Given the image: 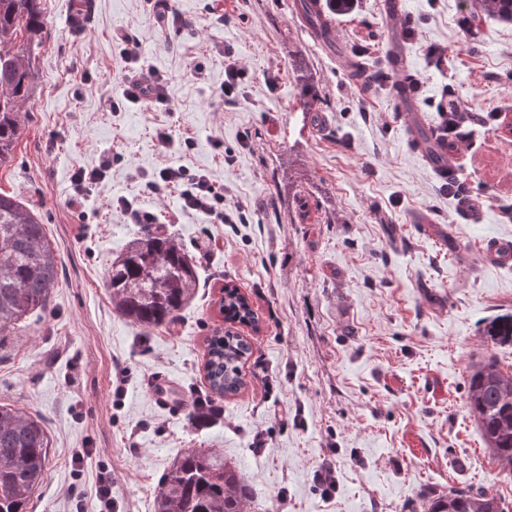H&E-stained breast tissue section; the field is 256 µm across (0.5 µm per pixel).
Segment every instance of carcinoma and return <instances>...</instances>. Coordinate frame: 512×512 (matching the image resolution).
I'll return each mask as SVG.
<instances>
[{"label":"carcinoma","instance_id":"carcinoma-1","mask_svg":"<svg viewBox=\"0 0 512 512\" xmlns=\"http://www.w3.org/2000/svg\"><path fill=\"white\" fill-rule=\"evenodd\" d=\"M469 15L512 22V0H466ZM47 21L42 0H0V164L9 160L22 134L21 114L37 78L35 61ZM58 276L57 252L45 227L15 197L0 193V347L31 316L47 310ZM196 266L176 241L149 234L133 241L113 262L106 287L112 307L144 328L175 324L194 296ZM224 320L254 322L237 288L224 285ZM496 345H512V315L492 320L483 332ZM250 348L230 330L209 340L206 371L218 398L244 387L241 365ZM467 409L486 447L512 472V373L485 360L469 378ZM51 441L42 422L0 405V512H26L49 463ZM251 492L243 476L209 448H189L159 482L155 512H246ZM427 512H505L493 494L451 489Z\"/></svg>","mask_w":512,"mask_h":512}]
</instances>
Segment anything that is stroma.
<instances>
[{"label":"stroma","mask_w":512,"mask_h":512,"mask_svg":"<svg viewBox=\"0 0 512 512\" xmlns=\"http://www.w3.org/2000/svg\"><path fill=\"white\" fill-rule=\"evenodd\" d=\"M209 2L174 0L185 23L174 33L144 0H42L36 86L0 165V192L37 214L59 256L47 312L0 347V404L39 417L52 443L27 512H97L103 475L114 512H153L159 481L189 448L216 449L240 472L248 512H423V496L452 487L496 495L512 512V474L466 407L473 363L512 371V346L483 336L512 314V265L480 255L484 240L512 237V23L467 21L462 0H406L400 20L384 0H359L331 15L333 52L312 40L297 0H219L225 20L212 24ZM121 30L166 80L173 111L122 104ZM431 45L446 48L444 61L428 56ZM223 47L249 67L232 104L219 97ZM197 62L200 80L190 75ZM383 73L412 80L411 105ZM451 99L486 123L449 144L458 176L448 186L413 144L408 112L435 131ZM162 130L174 140L167 155ZM185 136L193 149L181 147ZM106 151L111 170L71 207L75 172ZM167 158L228 187L241 206L235 222L212 224L182 211L177 194H149L141 176ZM463 197L475 216L459 211ZM120 198L156 224L113 209ZM151 231L193 257L198 287L177 323L147 329L113 310L106 276ZM227 284L256 324L225 322ZM227 329L250 345L246 385L199 425L191 411L209 394L207 344ZM159 376L180 413L155 404ZM325 460L329 497L314 478Z\"/></svg>","instance_id":"stroma-1"}]
</instances>
